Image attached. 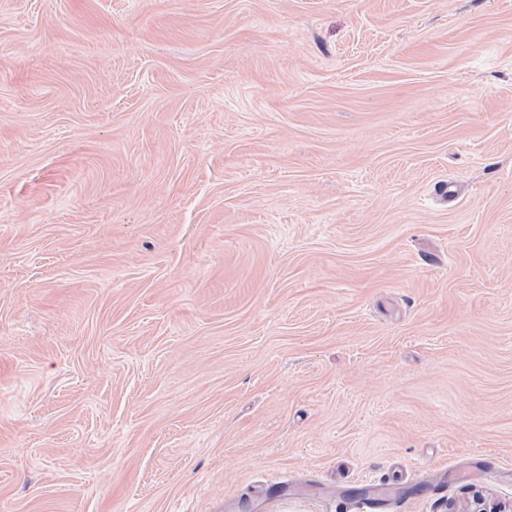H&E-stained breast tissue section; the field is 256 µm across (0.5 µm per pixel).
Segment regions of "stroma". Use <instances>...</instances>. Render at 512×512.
Masks as SVG:
<instances>
[{
    "label": "stroma",
    "instance_id": "35a3bbf8",
    "mask_svg": "<svg viewBox=\"0 0 512 512\" xmlns=\"http://www.w3.org/2000/svg\"><path fill=\"white\" fill-rule=\"evenodd\" d=\"M393 481L512 502V0H0V512Z\"/></svg>",
    "mask_w": 512,
    "mask_h": 512
}]
</instances>
